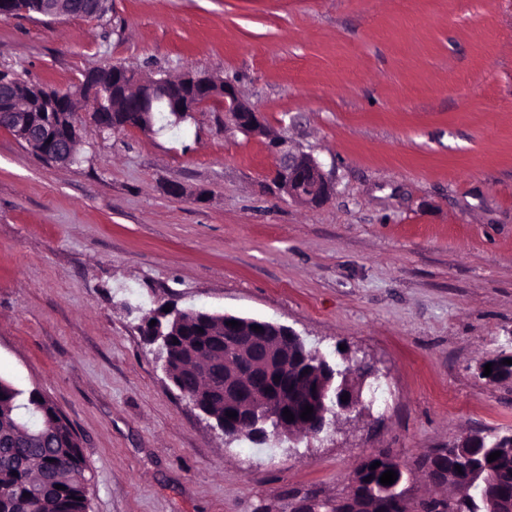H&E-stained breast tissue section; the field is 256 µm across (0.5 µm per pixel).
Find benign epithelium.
Returning a JSON list of instances; mask_svg holds the SVG:
<instances>
[{
    "instance_id": "7a95c632",
    "label": "benign epithelium",
    "mask_w": 512,
    "mask_h": 512,
    "mask_svg": "<svg viewBox=\"0 0 512 512\" xmlns=\"http://www.w3.org/2000/svg\"><path fill=\"white\" fill-rule=\"evenodd\" d=\"M100 0H33L25 8L19 0H0V17L8 19L18 13L32 11L41 17L60 19L71 15L95 18L99 13ZM112 85L122 87L118 103L106 102L98 97L97 126L104 130H119L112 123V112H128L135 121L127 123L144 133L152 132L151 112L155 103L162 105V111L180 123L203 106L219 101L224 108V118L235 128L247 135L265 136L267 128L261 115L246 100L236 86L229 81L217 80L209 75H201L192 70L184 72L180 78L131 77V73L114 68L111 74ZM14 88L0 81V100L5 102L0 110V126L9 125L16 134L29 144L39 147L38 154L60 165H70L76 160V146L80 141L82 128L75 123L71 126L44 123L36 119L31 109L15 103ZM275 156L274 179L287 196L302 204L313 205L326 200L332 191L329 181L316 158L303 151L288 147V140L280 138L270 143ZM184 312L173 309L154 316L156 323L149 328L152 341L160 343L159 349L166 352L164 369L172 374L170 360L177 349L173 344L176 334L163 332V320L170 319L174 327L182 323ZM224 321L235 320L238 326H224V337H212L209 346L220 351L223 342L232 341L230 352L224 354L223 365L206 363L209 374L221 373L218 385L204 389L183 392L195 408L213 421L212 428L219 430L229 439L247 437L251 440H280L296 438L298 432L307 431L316 437L328 430L327 414L337 408L341 412L352 411L363 406L361 387L342 383L334 387L336 377L348 378L349 371L360 366H349L341 370L326 360H320L316 370H306L304 377L309 385L316 386L308 391L307 405L313 407L312 418L304 420L302 407H294L288 402L289 389L296 382L288 377V341H301L290 327L264 319L246 318L232 314L223 315ZM257 325L261 330L255 331ZM280 380H274V377ZM349 400L340 404L336 400L344 395ZM290 410L294 420L283 415ZM235 411L237 416L229 418L226 413ZM420 500L406 495L400 490L395 494L388 510L390 512H419ZM339 512H367L363 494L350 493L337 501ZM485 512H512V497L504 492L487 500Z\"/></svg>"
}]
</instances>
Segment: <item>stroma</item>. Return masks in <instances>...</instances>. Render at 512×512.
Wrapping results in <instances>:
<instances>
[{
    "mask_svg": "<svg viewBox=\"0 0 512 512\" xmlns=\"http://www.w3.org/2000/svg\"><path fill=\"white\" fill-rule=\"evenodd\" d=\"M103 18L0 19V70L59 90L123 64L232 80L312 153L318 206L263 137L209 105L99 134L56 165L0 127V377L78 436L88 512H289L367 456L414 469L512 429V0H107ZM162 306L270 319L375 366L368 409L320 437L227 441L168 381ZM416 498L433 489L416 473ZM269 144L276 161L274 179L290 199L315 205L330 196L332 187L312 154L293 150L283 137L269 138Z\"/></svg>",
    "mask_w": 512,
    "mask_h": 512,
    "instance_id": "stroma-1",
    "label": "stroma"
}]
</instances>
